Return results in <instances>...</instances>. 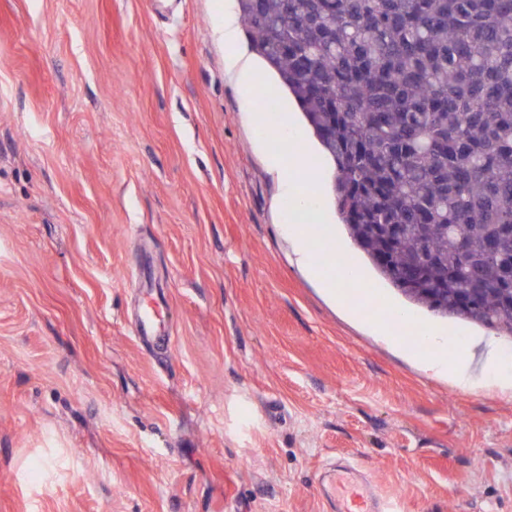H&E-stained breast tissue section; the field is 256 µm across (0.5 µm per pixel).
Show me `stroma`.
<instances>
[{
	"label": "stroma",
	"instance_id": "35a3bbf8",
	"mask_svg": "<svg viewBox=\"0 0 512 512\" xmlns=\"http://www.w3.org/2000/svg\"><path fill=\"white\" fill-rule=\"evenodd\" d=\"M225 2L0 0V512H332L354 460L402 512H512V392L384 340L407 304L372 270L335 295L300 262ZM145 269L165 349L133 334ZM222 36L227 69L239 88L244 104L248 106L255 89L262 82V67L239 49L240 20L231 10L224 11Z\"/></svg>",
	"mask_w": 512,
	"mask_h": 512
}]
</instances>
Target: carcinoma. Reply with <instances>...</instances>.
Wrapping results in <instances>:
<instances>
[{"label":"carcinoma","mask_w":512,"mask_h":512,"mask_svg":"<svg viewBox=\"0 0 512 512\" xmlns=\"http://www.w3.org/2000/svg\"><path fill=\"white\" fill-rule=\"evenodd\" d=\"M376 275L512 338V0H238Z\"/></svg>","instance_id":"cac0c4a2"}]
</instances>
